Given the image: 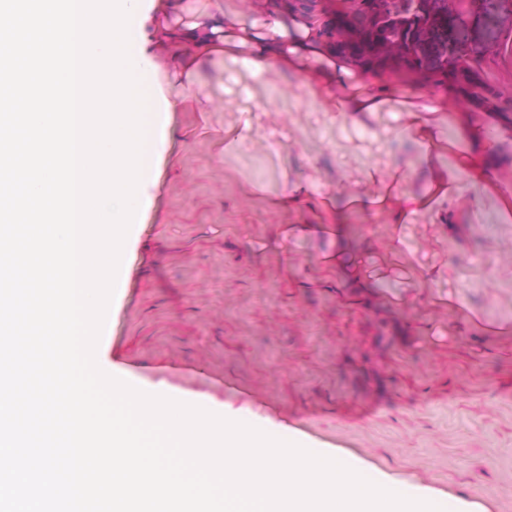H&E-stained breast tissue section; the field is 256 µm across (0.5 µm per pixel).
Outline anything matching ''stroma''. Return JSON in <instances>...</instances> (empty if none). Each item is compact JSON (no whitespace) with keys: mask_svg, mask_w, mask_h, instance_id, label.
<instances>
[{"mask_svg":"<svg viewBox=\"0 0 512 512\" xmlns=\"http://www.w3.org/2000/svg\"><path fill=\"white\" fill-rule=\"evenodd\" d=\"M257 71L246 54L207 65L187 89L196 110L170 115L171 140L130 262L98 344L104 364L140 386L165 382L216 405L288 424L307 441L357 455L472 512H512V164L494 188L458 167L470 143L459 118L512 155V130L473 106L440 124L442 165L461 191L452 225L429 213L393 226L388 213L352 202L369 174L401 172L398 193H419L420 151L405 138L401 101L454 96L447 82L353 68V84L390 89L362 123L312 98L307 69ZM250 126L240 144L228 131ZM308 186L313 203L270 206L284 185ZM331 200L356 237L371 293L345 287L324 257L334 238L288 237L317 224ZM433 271L415 287L410 266Z\"/></svg>","mask_w":512,"mask_h":512,"instance_id":"35a3bbf8","label":"stroma"}]
</instances>
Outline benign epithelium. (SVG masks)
I'll return each mask as SVG.
<instances>
[{"instance_id": "1", "label": "benign epithelium", "mask_w": 512, "mask_h": 512, "mask_svg": "<svg viewBox=\"0 0 512 512\" xmlns=\"http://www.w3.org/2000/svg\"><path fill=\"white\" fill-rule=\"evenodd\" d=\"M332 52L366 69L446 72L474 49L512 53V0H273Z\"/></svg>"}]
</instances>
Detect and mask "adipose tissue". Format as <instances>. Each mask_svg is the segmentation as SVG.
Listing matches in <instances>:
<instances>
[{
    "label": "adipose tissue",
    "instance_id": "1",
    "mask_svg": "<svg viewBox=\"0 0 512 512\" xmlns=\"http://www.w3.org/2000/svg\"><path fill=\"white\" fill-rule=\"evenodd\" d=\"M159 36L156 47L158 56H149L143 45H136L135 58L141 68L157 70L158 59H165L174 74L193 73L202 60L219 62L240 51H248L250 64L258 71L279 65H293L297 55L308 53L320 55L322 48L314 41L306 40L296 45H286L288 26L281 21L258 25L242 14L228 0H215L211 12L177 23L158 20ZM407 137L422 148V162L418 169L427 180V190L421 195H405L400 201L370 195L366 202L379 206L390 213L393 223H404L410 214L420 210H431L433 201L446 197V178L437 166L436 152L439 144L431 122L422 112L421 106L406 104L403 107Z\"/></svg>",
    "mask_w": 512,
    "mask_h": 512
}]
</instances>
